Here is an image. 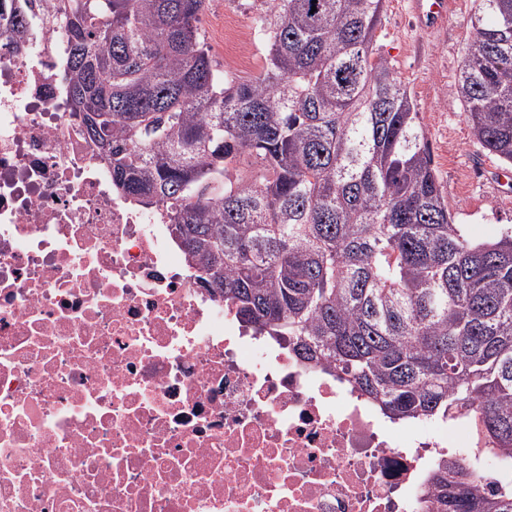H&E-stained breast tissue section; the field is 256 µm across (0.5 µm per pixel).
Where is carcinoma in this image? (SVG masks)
Instances as JSON below:
<instances>
[{
  "label": "carcinoma",
  "mask_w": 512,
  "mask_h": 512,
  "mask_svg": "<svg viewBox=\"0 0 512 512\" xmlns=\"http://www.w3.org/2000/svg\"><path fill=\"white\" fill-rule=\"evenodd\" d=\"M0 0L63 29L71 111L134 204L161 210L204 287L256 336L332 367L393 420L467 410L512 450V230L463 233L423 117L375 52L386 0H263L265 65L228 77L207 0ZM456 94L473 139L512 164V0H475ZM438 512H512L443 461Z\"/></svg>",
  "instance_id": "carcinoma-1"
}]
</instances>
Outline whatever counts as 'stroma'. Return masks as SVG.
Segmentation results:
<instances>
[{
  "mask_svg": "<svg viewBox=\"0 0 512 512\" xmlns=\"http://www.w3.org/2000/svg\"><path fill=\"white\" fill-rule=\"evenodd\" d=\"M262 0H208L201 30L216 63L224 61L225 17H256ZM474 0H455L447 24L435 34L419 31L408 0H387L375 47L387 57L423 126L442 192L455 223L472 236L512 227V167L471 138L456 98L459 65L471 38Z\"/></svg>",
  "mask_w": 512,
  "mask_h": 512,
  "instance_id": "obj_1",
  "label": "stroma"
}]
</instances>
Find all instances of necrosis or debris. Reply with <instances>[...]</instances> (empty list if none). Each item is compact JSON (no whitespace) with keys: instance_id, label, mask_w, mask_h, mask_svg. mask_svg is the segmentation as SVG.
<instances>
[{"instance_id":"obj_1","label":"necrosis or debris","mask_w":512,"mask_h":512,"mask_svg":"<svg viewBox=\"0 0 512 512\" xmlns=\"http://www.w3.org/2000/svg\"><path fill=\"white\" fill-rule=\"evenodd\" d=\"M256 37L225 17L228 73ZM66 46L0 49V512H436L444 458L495 490L473 416L384 420L201 286L68 112Z\"/></svg>"}]
</instances>
